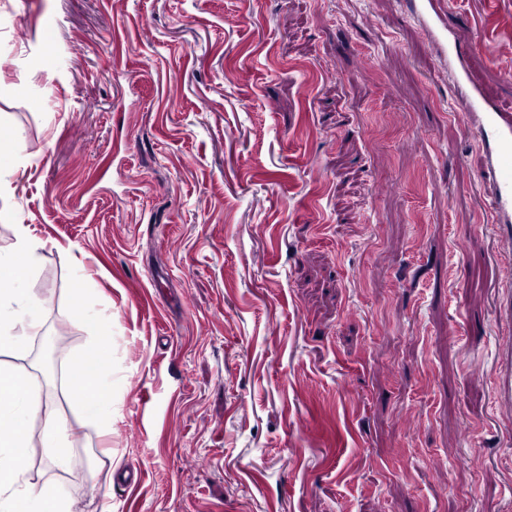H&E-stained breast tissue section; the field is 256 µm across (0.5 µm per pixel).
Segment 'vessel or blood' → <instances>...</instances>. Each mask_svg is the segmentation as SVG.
Returning a JSON list of instances; mask_svg holds the SVG:
<instances>
[{"mask_svg":"<svg viewBox=\"0 0 512 512\" xmlns=\"http://www.w3.org/2000/svg\"><path fill=\"white\" fill-rule=\"evenodd\" d=\"M407 14L433 47L455 89L456 114L481 148V189L500 260L493 295L499 327L491 365L495 412L488 428L512 432V108L490 96L475 77L474 43L463 28L449 23L446 0H408Z\"/></svg>","mask_w":512,"mask_h":512,"instance_id":"obj_1","label":"vessel or blood"}]
</instances>
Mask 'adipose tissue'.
I'll use <instances>...</instances> for the list:
<instances>
[{
    "label": "adipose tissue",
    "instance_id": "obj_1",
    "mask_svg": "<svg viewBox=\"0 0 512 512\" xmlns=\"http://www.w3.org/2000/svg\"><path fill=\"white\" fill-rule=\"evenodd\" d=\"M37 261L36 246L26 229H18L11 248L0 249V271L12 285L0 289V350L19 352L23 336L37 335L44 299L28 288ZM72 401L91 422L112 414V375L87 360L68 380ZM18 391L17 400L0 403V512H70L66 495L53 483L32 485L24 480L31 447V426L40 423L42 444L50 465L67 462L65 417L44 409L42 390L24 374L0 363V392Z\"/></svg>",
    "mask_w": 512,
    "mask_h": 512
}]
</instances>
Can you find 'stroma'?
Segmentation results:
<instances>
[{
	"instance_id": "35a3bbf8",
	"label": "stroma",
	"mask_w": 512,
	"mask_h": 512,
	"mask_svg": "<svg viewBox=\"0 0 512 512\" xmlns=\"http://www.w3.org/2000/svg\"><path fill=\"white\" fill-rule=\"evenodd\" d=\"M512 107V0H457ZM400 0H0V247L28 227L71 512H494L477 143ZM93 320L71 319L74 306ZM111 336L98 435L70 367ZM58 337L45 369L43 336ZM136 467L139 483L118 482Z\"/></svg>"
}]
</instances>
